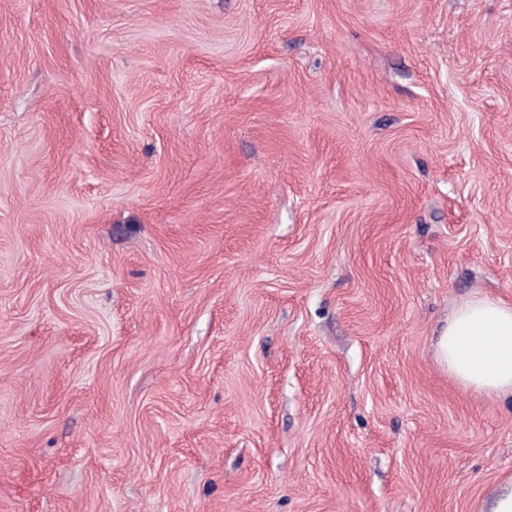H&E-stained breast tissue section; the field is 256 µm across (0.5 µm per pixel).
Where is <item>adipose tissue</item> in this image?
<instances>
[{
    "instance_id": "ef3b65f1",
    "label": "adipose tissue",
    "mask_w": 512,
    "mask_h": 512,
    "mask_svg": "<svg viewBox=\"0 0 512 512\" xmlns=\"http://www.w3.org/2000/svg\"><path fill=\"white\" fill-rule=\"evenodd\" d=\"M442 366L464 389L512 394V306L483 297L460 304L438 336Z\"/></svg>"
}]
</instances>
